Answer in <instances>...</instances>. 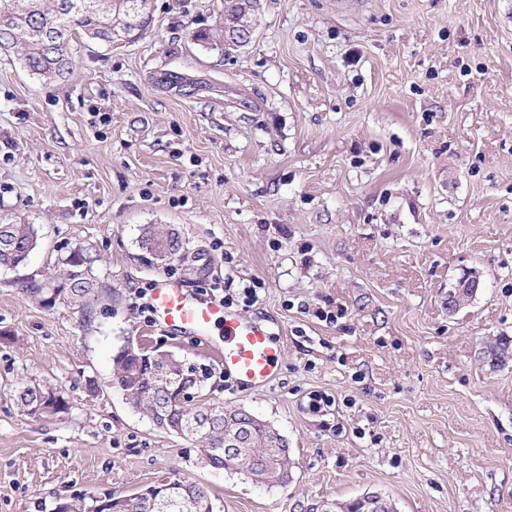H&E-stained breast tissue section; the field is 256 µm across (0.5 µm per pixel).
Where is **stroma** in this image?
Listing matches in <instances>:
<instances>
[{
    "mask_svg": "<svg viewBox=\"0 0 512 512\" xmlns=\"http://www.w3.org/2000/svg\"><path fill=\"white\" fill-rule=\"evenodd\" d=\"M505 0H261L250 42L221 52L224 0H153L135 42L74 33L64 78L0 51V221L34 225L0 269V512L57 496L206 488L215 512H301L379 495L395 512H512V17ZM171 225L185 258L139 250ZM87 253L98 290L46 305ZM482 286L457 310L463 273ZM241 292L276 333L266 388L226 384L206 340L142 313L159 273ZM332 312L333 321L317 310ZM133 343L173 351L203 400L288 441V489L204 464L112 385ZM70 409L34 418L32 380ZM334 398L327 415L311 392ZM17 406L28 415L35 416L38 406L43 404H58L52 412L51 407L41 406L37 410V415H54L66 413L68 404L64 397L56 389L46 383L34 381L22 387L16 395Z\"/></svg>",
    "mask_w": 512,
    "mask_h": 512,
    "instance_id": "obj_1",
    "label": "stroma"
}]
</instances>
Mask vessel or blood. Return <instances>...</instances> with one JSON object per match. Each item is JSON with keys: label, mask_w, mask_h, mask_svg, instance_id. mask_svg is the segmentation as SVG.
Instances as JSON below:
<instances>
[{"label": "vessel or blood", "mask_w": 512, "mask_h": 512, "mask_svg": "<svg viewBox=\"0 0 512 512\" xmlns=\"http://www.w3.org/2000/svg\"><path fill=\"white\" fill-rule=\"evenodd\" d=\"M150 304L162 327L199 336L217 335L215 356L225 375L240 386L260 389L278 375L279 340L265 324L243 317L211 295L183 288L165 275L154 280Z\"/></svg>", "instance_id": "1"}]
</instances>
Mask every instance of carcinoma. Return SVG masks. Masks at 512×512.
Masks as SVG:
<instances>
[{
	"label": "carcinoma",
	"instance_id": "1",
	"mask_svg": "<svg viewBox=\"0 0 512 512\" xmlns=\"http://www.w3.org/2000/svg\"><path fill=\"white\" fill-rule=\"evenodd\" d=\"M73 0H0V49H15L26 67L46 80L59 79L67 73L68 45L73 31L80 29L92 40L112 42V31L139 39L152 22L148 13L135 14L129 8L130 0H90V9L76 13ZM38 245L37 232L31 224H0V268L17 269L26 264ZM139 245L148 254L160 246L173 249L172 257L182 256L184 243L180 232L170 226L146 224L139 229ZM91 263L90 256L81 251L66 259L71 267L54 300L82 303L96 292V283L88 277L83 266ZM112 385L123 392L129 404L148 415L159 427L176 432L184 425L200 419L206 423L207 435L183 433L196 442L203 458L212 468L241 470L250 477H269L263 482L268 488L288 484V447L272 445L269 427L261 421H251L246 432L245 452L232 457L224 455V416L238 418L242 409H224L208 403L187 406L181 402L184 392L198 394L203 381L196 368L187 366L166 350H152V357L143 358L137 350L120 348L112 357ZM162 368L174 377L173 383L159 387L150 372ZM53 404L54 414L68 410L64 397L53 387L34 381L22 387L16 395V404L29 415L37 407ZM182 492L195 503L193 512H214L207 491L193 483L177 482ZM141 493L123 503L122 512H154L150 507V491ZM62 512H109L105 500L92 505L84 499L68 500Z\"/></svg>",
	"mask_w": 512,
	"mask_h": 512
}]
</instances>
